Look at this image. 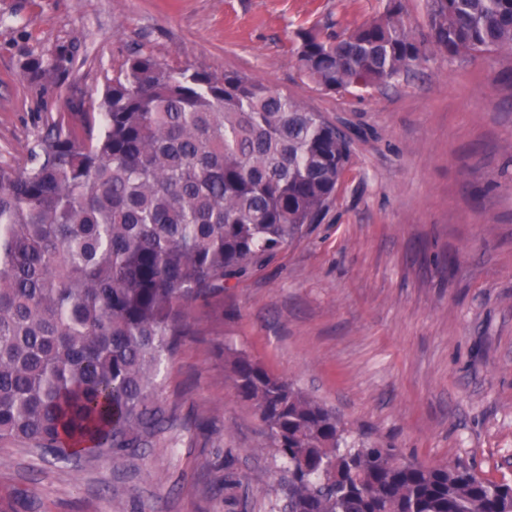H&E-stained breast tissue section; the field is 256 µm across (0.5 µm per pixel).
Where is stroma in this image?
Returning <instances> with one entry per match:
<instances>
[{
  "label": "stroma",
  "mask_w": 512,
  "mask_h": 512,
  "mask_svg": "<svg viewBox=\"0 0 512 512\" xmlns=\"http://www.w3.org/2000/svg\"><path fill=\"white\" fill-rule=\"evenodd\" d=\"M383 0H0V168L22 169L64 120L83 136L136 50L234 72L350 138L320 223L191 305L159 366L167 421L122 463L0 447V512H270L283 463L233 388L246 352L341 419L349 440L512 483V53L427 59L393 84L327 94L302 77L296 32L356 25ZM66 47L68 75L35 55ZM233 490H225V483ZM72 62V54L66 49H59L47 57L29 58L26 69L36 80L60 79L69 72Z\"/></svg>",
  "instance_id": "stroma-1"
}]
</instances>
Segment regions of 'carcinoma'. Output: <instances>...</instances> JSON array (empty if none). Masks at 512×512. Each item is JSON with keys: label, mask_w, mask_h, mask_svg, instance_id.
I'll return each mask as SVG.
<instances>
[{"label": "carcinoma", "mask_w": 512, "mask_h": 512, "mask_svg": "<svg viewBox=\"0 0 512 512\" xmlns=\"http://www.w3.org/2000/svg\"><path fill=\"white\" fill-rule=\"evenodd\" d=\"M426 42L404 0L343 33H297L319 90L384 87L426 58L512 51V0H425ZM73 56L31 57L36 80ZM0 169V441L119 461L164 424L152 401L187 307L317 224L349 142L262 82L171 69L138 50L106 88L98 135L61 123ZM233 387L265 424L286 479L271 512H512V484L348 443L336 415L243 352Z\"/></svg>", "instance_id": "cac0c4a2"}]
</instances>
